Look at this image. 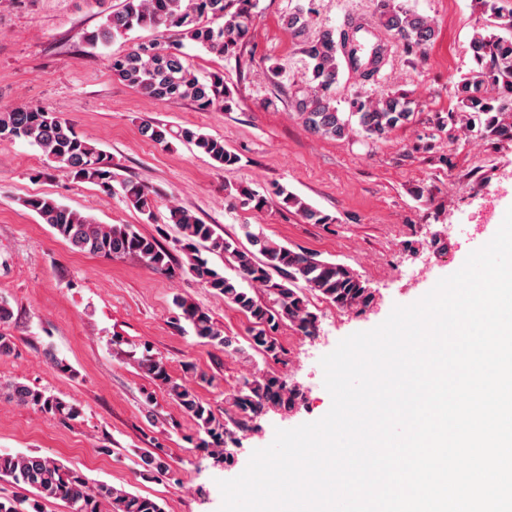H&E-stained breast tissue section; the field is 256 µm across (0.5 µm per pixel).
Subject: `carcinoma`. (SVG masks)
<instances>
[{
    "label": "carcinoma",
    "instance_id": "1",
    "mask_svg": "<svg viewBox=\"0 0 512 512\" xmlns=\"http://www.w3.org/2000/svg\"><path fill=\"white\" fill-rule=\"evenodd\" d=\"M475 2L490 13L492 31L472 38L474 67L456 85L457 104L448 113V121L453 123L460 116L468 130L485 140L512 141V7L503 5L505 0ZM96 3L101 8L102 22L96 31L84 35L88 45H106L134 29L154 33L150 40L135 42L126 52L110 57L113 75L156 100L188 99L203 112L231 109L224 75L212 73L199 78L182 48L190 43L220 57L234 52L247 41L256 21V0H120L115 10L106 8L105 0ZM377 8L381 26L397 36L406 51L420 50L433 39L430 21L398 0H378ZM312 12V7L299 5L286 19L295 54L310 74L307 85L291 90L289 95L304 126L331 140L345 139L353 132L378 140L406 124L413 115L411 101L396 92L359 101L349 114L336 108L332 93L342 64L369 78L380 64L383 48L376 43L368 55H359L366 28L355 21L338 32L327 29L315 36L308 34ZM141 133L159 144L169 136L176 137L225 168L239 162L238 155L224 147V140L189 128L175 132L147 121ZM0 140L36 146L68 177L112 191V182L117 178L112 155L79 136L73 124L58 112L38 105L0 109ZM120 186L123 197L147 221H152L156 207L153 192L131 179L120 181ZM276 194L307 220L330 223L329 216L310 208L285 188H278ZM235 199L242 206L257 210L267 203L265 196L249 189H237ZM20 202L74 251L115 258L134 256L154 271L170 270L169 252L156 239L140 234L132 224H99L47 195L27 196ZM170 222L180 230L178 244L188 257L189 273L251 318L248 346L265 359L276 360L283 352L276 333L284 321L292 322L305 336L319 331L320 316L310 310L297 282H304L306 288L340 309L366 308L373 300L366 282L348 267L331 262L312 264L306 254L254 233L247 225L246 248L234 237L217 234L212 225L185 208H171ZM205 252L224 257L235 275L227 276L213 267L203 256ZM276 275L281 280H274ZM244 282L263 287L267 298H256L251 289L242 286ZM174 304L180 310L178 317L189 322L197 338L215 348L242 351L238 340L224 335V329L208 311L181 297ZM136 364L194 420L196 447L206 449L218 462L224 460L229 425L243 429L266 404L289 412L301 399L277 375L254 373L243 378L242 396L232 398L231 409L221 419L195 390L174 380L161 359L146 352L136 359ZM7 398L53 421L66 422L79 416L75 405L24 383L9 384ZM141 463L148 475L169 471L165 456L159 452L145 451ZM0 478H9L28 492L22 498L0 497V512H44L45 503L50 500L63 502L68 512H162L161 506L149 497L107 483L92 485L81 471L47 456L0 453Z\"/></svg>",
    "mask_w": 512,
    "mask_h": 512
}]
</instances>
